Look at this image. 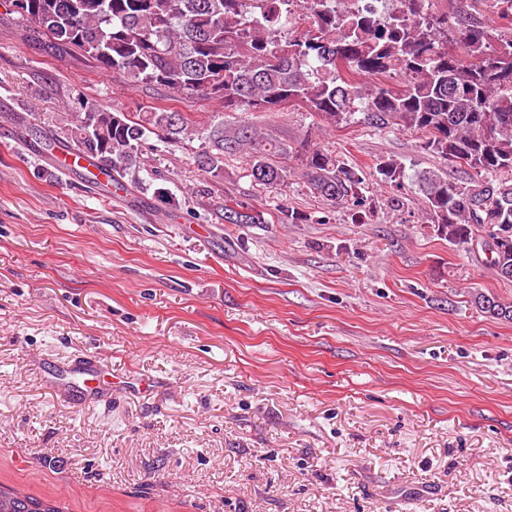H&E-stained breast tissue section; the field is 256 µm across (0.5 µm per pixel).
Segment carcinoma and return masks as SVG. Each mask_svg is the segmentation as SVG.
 Returning a JSON list of instances; mask_svg holds the SVG:
<instances>
[{"label": "carcinoma", "mask_w": 512, "mask_h": 512, "mask_svg": "<svg viewBox=\"0 0 512 512\" xmlns=\"http://www.w3.org/2000/svg\"><path fill=\"white\" fill-rule=\"evenodd\" d=\"M53 38L46 52L76 51L129 86L172 97L219 98L231 112L297 105L334 128L423 132L422 149L448 161L415 181L430 228L455 245H477L495 273L512 269V0H471L453 23L429 0L360 7L355 0H22L17 11ZM74 148L128 189L148 135L172 147L196 130L192 113L152 107L128 116L74 100ZM197 167L224 178V158L245 154L244 177L267 189L288 185L276 161L296 155L310 192L332 205H362L371 177L396 191L405 165L381 160L365 171L327 146L297 151L245 122L211 119ZM224 223L264 224V212L224 201ZM472 304L512 321V306L475 293ZM0 512H61L18 491H0Z\"/></svg>", "instance_id": "1"}]
</instances>
